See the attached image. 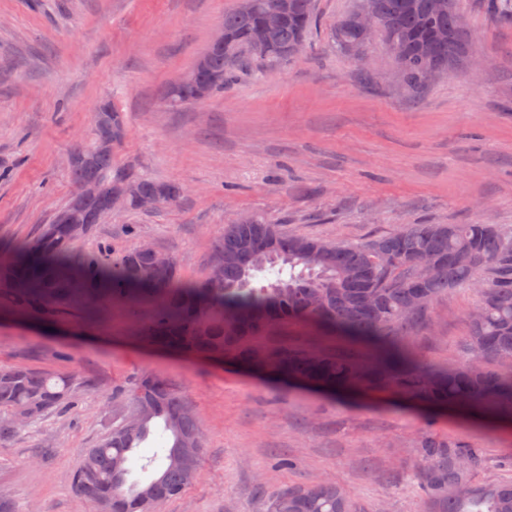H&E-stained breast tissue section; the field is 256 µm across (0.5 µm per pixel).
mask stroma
<instances>
[{"mask_svg":"<svg viewBox=\"0 0 512 512\" xmlns=\"http://www.w3.org/2000/svg\"><path fill=\"white\" fill-rule=\"evenodd\" d=\"M236 0H0V251L27 242L75 191L67 157L105 99L128 132L112 161L186 192L179 205L127 212L79 248L131 243L127 225L172 255L186 280L211 265L222 225L257 215L293 236L359 243L405 224L498 225L512 234V0H456L476 68L412 94L381 37L359 68L330 30L355 0H317L299 56L240 71L224 92L178 110L161 90L206 48ZM472 289L438 295L404 338L422 365L469 362ZM144 308L71 311L52 328L0 311V366L72 380L68 411L0 447V495L18 512H96L71 488L81 451L118 423L128 389L167 377L206 439L197 480L157 512H266L276 489L328 479L365 512H427L415 492L426 430L475 444L480 478H512V423L424 409L386 394L345 398L278 385L206 357L144 343ZM292 467H284V460Z\"/></svg>","mask_w":512,"mask_h":512,"instance_id":"stroma-1","label":"stroma"}]
</instances>
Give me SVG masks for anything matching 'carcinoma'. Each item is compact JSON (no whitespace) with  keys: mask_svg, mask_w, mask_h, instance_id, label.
I'll return each mask as SVG.
<instances>
[{"mask_svg":"<svg viewBox=\"0 0 512 512\" xmlns=\"http://www.w3.org/2000/svg\"><path fill=\"white\" fill-rule=\"evenodd\" d=\"M285 3L283 21L267 48L262 33L269 3ZM380 21L385 43L400 41L405 51L394 58L406 87L417 91L425 78L461 64L470 35L452 15L438 16L431 0H357ZM315 15L314 0H251L224 13L227 49L206 48L195 84L177 80L162 94L169 107L199 104L224 90L238 70L253 64L288 62V47L305 43ZM440 30L448 39L437 38ZM354 38L342 19L331 31L336 46ZM110 132L93 121L88 139L75 152L89 158L70 166L72 180L94 192L74 209L66 205L20 249L0 256V308L23 309L49 325L74 306L94 311L104 304L145 306L151 317L138 328L149 343L182 354H205L230 367L248 365L265 352V365L278 379L308 380L333 391H388L409 401L459 414L512 418V367L489 369L486 363L512 359V235L494 224H406L361 243L289 236L255 216L219 230L209 276L188 283L178 264L153 269L154 256L134 244L116 250L102 244L81 253L78 243L96 224L98 212L116 182L134 188L136 200L162 191L178 205L183 187L162 182L132 168L112 167V152L98 150ZM472 262L461 264L458 257ZM432 265L423 280L419 271ZM276 270L275 280L251 286L258 272ZM471 286L476 305L468 317L466 347L473 361L457 368L431 370L402 344L401 337L425 313L429 303L451 288ZM300 321L345 336L361 346L358 355L336 354L263 343L266 332ZM70 382L28 367L0 368V445L69 404ZM155 433L167 446L148 458L154 472L127 484L133 453ZM204 436L199 419L183 393L161 376L141 377L131 391L122 420L82 451L73 489L94 502L99 512H155L157 505L180 496L189 484L187 467L200 470ZM418 479L432 512H512V480L476 483L483 466L481 450L470 443L425 433L417 444ZM267 512H360L335 483L322 480L288 485L267 499Z\"/></svg>","mask_w":512,"mask_h":512,"instance_id":"cac0c4a2","label":"carcinoma"}]
</instances>
